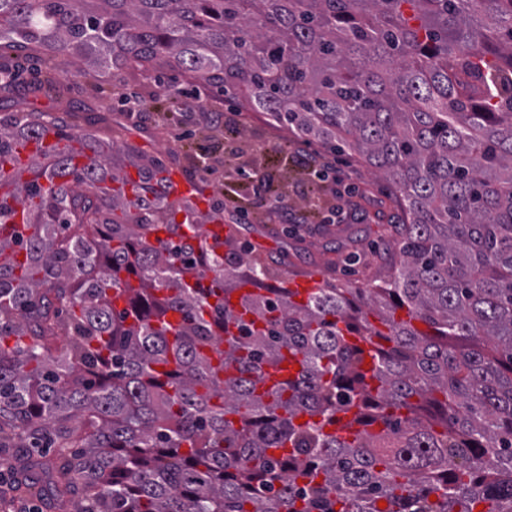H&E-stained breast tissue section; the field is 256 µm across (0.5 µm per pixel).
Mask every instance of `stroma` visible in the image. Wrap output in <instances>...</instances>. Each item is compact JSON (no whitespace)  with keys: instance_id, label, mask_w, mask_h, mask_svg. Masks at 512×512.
Instances as JSON below:
<instances>
[{"instance_id":"stroma-1","label":"stroma","mask_w":512,"mask_h":512,"mask_svg":"<svg viewBox=\"0 0 512 512\" xmlns=\"http://www.w3.org/2000/svg\"><path fill=\"white\" fill-rule=\"evenodd\" d=\"M18 82L35 87L25 106L56 113L64 125L96 128L95 115L109 110L122 132L112 133L118 146H130L144 152L148 159L184 171L186 177L199 180L193 166L199 148H206L217 172L211 179L216 190H235L242 206H250L252 190L243 171L250 167L265 169L272 177L273 191L287 192L293 206L302 207L306 199L298 185L300 173L283 156L265 154L260 146L266 142L292 139L288 128L270 124L265 114L252 112L248 122L233 140H225L224 131L206 121H186L165 97V89L176 86L193 93L192 81L177 71H165L161 84L143 82L139 69L125 68L110 76L87 68L84 77L64 87L49 85L52 72L35 54L19 57ZM146 100L155 111L150 119L129 123L122 111L121 96ZM336 165L342 175L355 185L350 202L366 209L369 219L360 224H320L309 235L297 238L287 234L283 225L254 219L239 225L236 239L240 247L252 251L255 258L269 266L273 284L312 276L340 286H361L382 278L396 257L391 224L399 212L390 201L387 185L357 157L337 154Z\"/></svg>"}]
</instances>
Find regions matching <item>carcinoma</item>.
I'll return each mask as SVG.
<instances>
[{
    "label": "carcinoma",
    "instance_id": "carcinoma-1",
    "mask_svg": "<svg viewBox=\"0 0 512 512\" xmlns=\"http://www.w3.org/2000/svg\"><path fill=\"white\" fill-rule=\"evenodd\" d=\"M28 48L65 82L80 59L178 69L343 142L403 219L387 287L235 307L262 271L206 228L224 201L170 200L153 162L129 195L112 142L0 116V449L20 470L82 489L80 512H512V0H0V91Z\"/></svg>",
    "mask_w": 512,
    "mask_h": 512
}]
</instances>
